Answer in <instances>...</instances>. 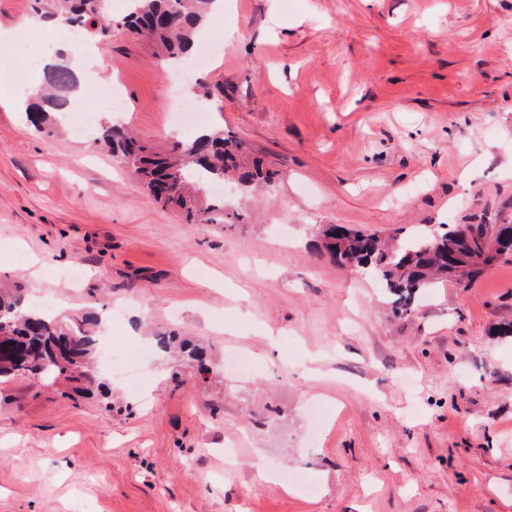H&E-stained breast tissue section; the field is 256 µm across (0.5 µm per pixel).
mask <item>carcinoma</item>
<instances>
[{"label": "carcinoma", "instance_id": "cac0c4a2", "mask_svg": "<svg viewBox=\"0 0 512 512\" xmlns=\"http://www.w3.org/2000/svg\"><path fill=\"white\" fill-rule=\"evenodd\" d=\"M50 17L79 28L100 41L119 26L134 39L146 38L156 53L181 64L190 59L194 38L211 0H132L131 9L119 20L107 11V0H54ZM47 95L28 107L27 119L35 131H53L50 114L63 112L77 85L75 73L64 64L46 68ZM102 145L120 159L129 175L145 193L164 207L175 210L186 224L210 222L216 204L207 197V187L224 177H233L245 189L272 186L277 171L251 154L245 141L222 129L206 130L193 140H174L165 147L142 142L121 125H100L93 145ZM512 238V222L460 224L436 235L423 236L396 246L362 230L350 228L336 237V225L318 229L319 249L336 264L376 275L395 296L394 308L412 310L415 296L435 281L454 280L467 285L503 253L502 241ZM97 317L84 313L62 320L41 309H30L20 290L0 289V346L16 359L0 361V377L26 373L42 376L45 365L54 362V375L73 381L96 380V339L90 334ZM189 362L209 371L206 350L189 341L180 345Z\"/></svg>", "mask_w": 512, "mask_h": 512}]
</instances>
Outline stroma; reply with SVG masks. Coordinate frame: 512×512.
<instances>
[{
    "label": "stroma",
    "mask_w": 512,
    "mask_h": 512,
    "mask_svg": "<svg viewBox=\"0 0 512 512\" xmlns=\"http://www.w3.org/2000/svg\"><path fill=\"white\" fill-rule=\"evenodd\" d=\"M34 17L0 0V24L80 43ZM221 29L184 93L278 169L274 192L221 191L249 223H184L76 113L46 135L0 105V281L122 307L101 345L142 371L134 392L101 367L108 397L1 377L0 512H512V261L398 315L313 246L325 224L405 240L512 220V0H224L198 37ZM88 46L81 83L123 101L96 121L196 137L170 126L175 65L119 30ZM159 336L202 339L209 373Z\"/></svg>",
    "instance_id": "35a3bbf8"
}]
</instances>
